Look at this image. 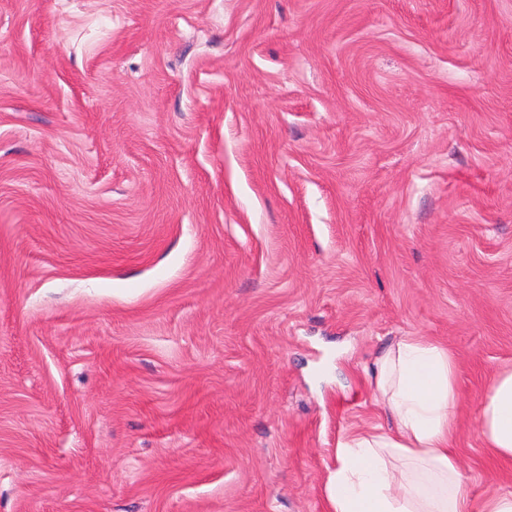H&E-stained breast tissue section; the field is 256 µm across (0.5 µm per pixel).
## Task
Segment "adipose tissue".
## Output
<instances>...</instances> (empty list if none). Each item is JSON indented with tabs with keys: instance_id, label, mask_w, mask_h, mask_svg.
I'll use <instances>...</instances> for the list:
<instances>
[{
	"instance_id": "ef3b65f1",
	"label": "adipose tissue",
	"mask_w": 512,
	"mask_h": 512,
	"mask_svg": "<svg viewBox=\"0 0 512 512\" xmlns=\"http://www.w3.org/2000/svg\"><path fill=\"white\" fill-rule=\"evenodd\" d=\"M367 374L390 425L339 443L325 483L329 512H512L511 492L492 494L477 507L466 494L453 450L457 362L446 347L400 337ZM478 430L496 457L512 460V370L485 394Z\"/></svg>"
}]
</instances>
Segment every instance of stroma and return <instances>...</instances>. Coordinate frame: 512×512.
Segmentation results:
<instances>
[{
    "label": "stroma",
    "mask_w": 512,
    "mask_h": 512,
    "mask_svg": "<svg viewBox=\"0 0 512 512\" xmlns=\"http://www.w3.org/2000/svg\"><path fill=\"white\" fill-rule=\"evenodd\" d=\"M401 336L512 492V0H0V512H329ZM478 430L496 457L512 460V370L500 373L485 394Z\"/></svg>",
    "instance_id": "1"
}]
</instances>
